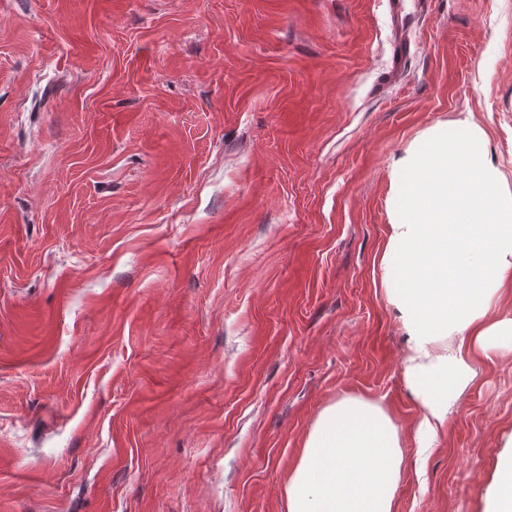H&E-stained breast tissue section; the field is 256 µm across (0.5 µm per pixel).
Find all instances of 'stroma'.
<instances>
[{
  "instance_id": "1",
  "label": "stroma",
  "mask_w": 512,
  "mask_h": 512,
  "mask_svg": "<svg viewBox=\"0 0 512 512\" xmlns=\"http://www.w3.org/2000/svg\"><path fill=\"white\" fill-rule=\"evenodd\" d=\"M466 116L512 191V0H0V512H286L329 404L409 433L380 258ZM477 370L396 512H484Z\"/></svg>"
}]
</instances>
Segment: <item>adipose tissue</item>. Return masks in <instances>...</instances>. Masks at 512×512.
I'll return each instance as SVG.
<instances>
[{"label": "adipose tissue", "mask_w": 512, "mask_h": 512, "mask_svg": "<svg viewBox=\"0 0 512 512\" xmlns=\"http://www.w3.org/2000/svg\"><path fill=\"white\" fill-rule=\"evenodd\" d=\"M471 118L425 148L405 187L408 223L394 224L382 285L407 336L402 377L420 407L414 430L431 452L477 363L512 338V318L490 314L512 287V193ZM399 429L379 404L344 396L310 429L284 487L286 512H395L404 471ZM485 512H512V448L499 456Z\"/></svg>", "instance_id": "adipose-tissue-1"}]
</instances>
